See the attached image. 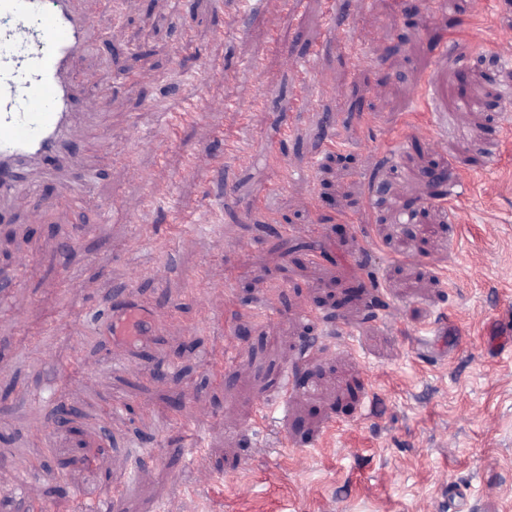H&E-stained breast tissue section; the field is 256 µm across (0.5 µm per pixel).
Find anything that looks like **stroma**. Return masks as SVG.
<instances>
[{"label":"stroma","mask_w":512,"mask_h":512,"mask_svg":"<svg viewBox=\"0 0 512 512\" xmlns=\"http://www.w3.org/2000/svg\"><path fill=\"white\" fill-rule=\"evenodd\" d=\"M301 2L247 16L239 0H122L118 21L79 0L92 26L72 74L107 99L74 137L120 157L83 209L48 181L16 194L0 228V272L29 262L8 291L20 320L0 318V512H32L10 484L35 462L52 512H105L117 481L118 512H448L452 484L474 512H512V0L410 18L394 0ZM287 55L317 84L299 91ZM114 58L142 81L125 84ZM429 83L463 101L434 127ZM197 93L208 111L167 133ZM228 95L243 111L222 109ZM228 130L249 160L226 159ZM282 164L301 178L281 186ZM156 191L173 213L146 209ZM218 207L223 221L204 222ZM175 219L199 224L193 240L169 232ZM119 293L174 322L106 335ZM228 347L238 361L214 369ZM300 370L306 384L282 395ZM111 399L122 410L102 413ZM63 402L80 439L55 428Z\"/></svg>","instance_id":"1"}]
</instances>
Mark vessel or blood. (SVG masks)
Listing matches in <instances>:
<instances>
[{
	"label": "vessel or blood",
	"instance_id": "b4317fda",
	"mask_svg": "<svg viewBox=\"0 0 512 512\" xmlns=\"http://www.w3.org/2000/svg\"><path fill=\"white\" fill-rule=\"evenodd\" d=\"M0 16L14 23L0 35V215L17 192L37 193L44 180L59 176V204L78 206L92 172L70 166L72 130L89 106L70 64L86 44L90 21L76 0H0ZM146 318L155 330L168 323L124 304L103 325L128 336Z\"/></svg>",
	"mask_w": 512,
	"mask_h": 512
}]
</instances>
